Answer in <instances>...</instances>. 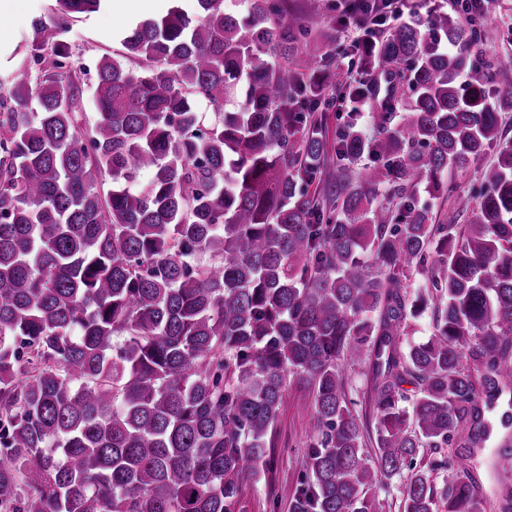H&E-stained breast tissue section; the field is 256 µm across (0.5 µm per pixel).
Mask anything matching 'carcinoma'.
Returning a JSON list of instances; mask_svg holds the SVG:
<instances>
[{
  "label": "carcinoma",
  "mask_w": 512,
  "mask_h": 512,
  "mask_svg": "<svg viewBox=\"0 0 512 512\" xmlns=\"http://www.w3.org/2000/svg\"><path fill=\"white\" fill-rule=\"evenodd\" d=\"M106 2L52 0L29 45L46 68L0 78V512H242L291 382L316 430L290 512H382L395 481L400 512H512V477L486 496L475 474L491 438L512 456L488 411L512 399V80L488 93L480 31L440 13L367 32L350 53L381 103L293 66L305 18L279 0L176 4L97 58L87 127L65 35ZM331 90L376 134L351 112L329 146ZM492 147L484 192L448 184ZM422 186L469 223H432ZM428 309L433 335L402 345ZM348 376L352 380V387L348 391V401L353 409L358 413L367 412L371 406V394L368 381L362 370L356 366L353 370L348 371Z\"/></svg>",
  "instance_id": "carcinoma-1"
}]
</instances>
